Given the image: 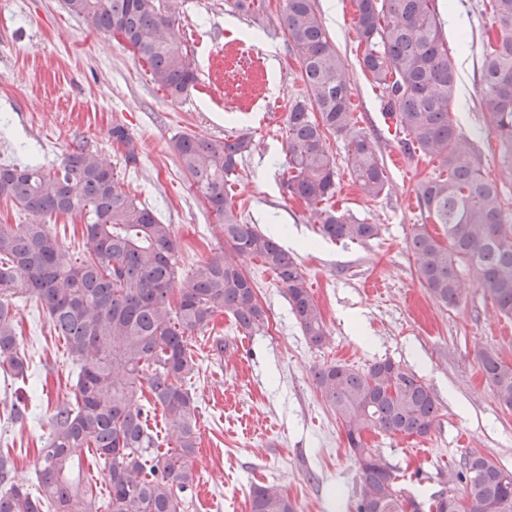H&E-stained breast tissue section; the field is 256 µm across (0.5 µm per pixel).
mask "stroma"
Instances as JSON below:
<instances>
[{"mask_svg":"<svg viewBox=\"0 0 512 512\" xmlns=\"http://www.w3.org/2000/svg\"><path fill=\"white\" fill-rule=\"evenodd\" d=\"M481 0H439L443 29L459 73L456 116L483 154L512 209V179L502 177L499 150L480 107L483 28ZM234 0H181L176 22L198 83L171 101L145 62L109 36L69 14L62 0H0V164L57 167L80 148L98 152L124 189L173 228L179 275L223 254L217 219L170 151L175 136L251 140L226 191L244 223L276 229L302 267L323 311L328 340L308 344L288 296L260 261H245L268 326L244 335L230 316L216 314L211 333L223 337L217 355L193 339L199 483L188 512H249V490L275 483L297 512H355L356 467L341 424L325 405L313 369L341 361L364 367L390 359L415 372L433 393L436 428L424 438L368 434L407 491L425 498L440 474L481 450L512 473V409L494 398L478 365L479 349L512 366V318L472 282L455 308L437 306L422 286L410 252L420 208H409L434 166L402 150L387 130L378 88L363 74L351 0H315L316 9L353 79V123L383 159L389 189L365 197L347 169L346 141L330 137L336 161L337 211L379 225L364 243L323 239L310 208L287 193L284 150L289 105L302 94L301 68L283 29L284 0H255L253 13ZM122 124L139 161L124 162L110 130ZM18 348L30 364L25 380L0 378V448L17 461L18 483L34 467L58 404L73 396L77 368L34 298L18 297ZM28 405L22 422L7 418L11 402Z\"/></svg>","mask_w":512,"mask_h":512,"instance_id":"35a3bbf8","label":"stroma"}]
</instances>
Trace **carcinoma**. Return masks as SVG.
<instances>
[{"instance_id": "carcinoma-1", "label": "carcinoma", "mask_w": 512, "mask_h": 512, "mask_svg": "<svg viewBox=\"0 0 512 512\" xmlns=\"http://www.w3.org/2000/svg\"><path fill=\"white\" fill-rule=\"evenodd\" d=\"M67 11L132 50L173 100L198 82L175 30L179 0H64ZM363 47L361 69L381 91L386 113L407 133L403 151L437 163L421 181L425 223L410 241L417 274L440 307L461 304L465 277L474 279L500 314L512 317V212L482 152L453 117L457 74L436 0H353ZM480 103L498 141L501 168L512 175V0H487ZM284 29L301 67L306 94L288 110L285 141L288 193L318 217L332 240L366 242L380 227L322 207L336 193L330 135L346 140L347 167L368 198L388 190L384 163L366 134L354 130L352 79L318 15L314 0H285ZM124 161L137 164L136 142L112 125ZM250 140L182 134L171 150L197 193L218 218L229 251L205 259L174 287L178 244L127 192L99 156L80 149L47 170L40 164L0 166V199L30 213L27 224H0V371L22 378L29 363L18 351L15 297L29 294L78 365L73 400L56 407L53 427L35 465L36 492L16 482L9 450H0V512H184L198 481L196 398L187 382L199 373L190 340L205 336L213 317L229 315L247 335L267 323L243 260L258 259L288 294L291 312L314 347L328 339L323 312L294 256L271 234L241 222L226 185ZM80 212L87 218L83 255L68 257L46 218ZM438 224L439 240L428 229ZM480 369L500 405L512 408V366L492 351ZM314 381L344 429L359 480L356 512H448L460 497L467 512H512V473L475 453L448 471L443 489L422 501L404 493L399 475L364 434L426 437L437 423L430 389L389 359L364 369L341 362L315 368ZM149 389L148 405L141 404ZM161 409L173 445L159 448L148 426ZM93 451L109 488L106 503L81 478ZM250 512H296L280 487L249 492Z\"/></svg>"}]
</instances>
